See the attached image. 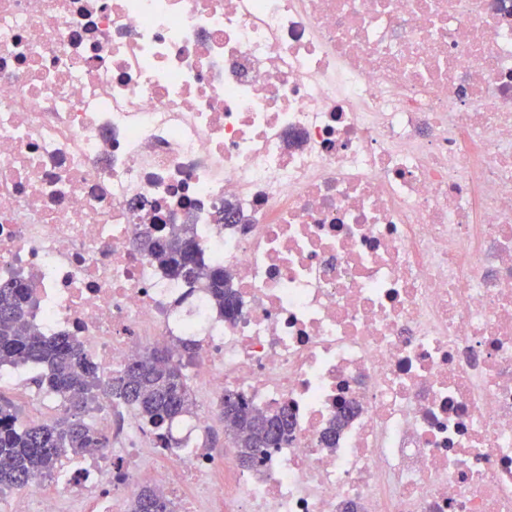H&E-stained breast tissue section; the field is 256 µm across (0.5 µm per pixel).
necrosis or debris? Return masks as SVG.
Returning a JSON list of instances; mask_svg holds the SVG:
<instances>
[{"label":"necrosis or debris","instance_id":"necrosis-or-debris-1","mask_svg":"<svg viewBox=\"0 0 512 512\" xmlns=\"http://www.w3.org/2000/svg\"><path fill=\"white\" fill-rule=\"evenodd\" d=\"M181 224L235 317L135 244ZM13 276L96 365L105 445L5 512L146 486L175 512H512V0H0ZM186 340L209 400L292 413L258 468L216 461L210 410L157 429L112 396ZM4 387L30 420L64 406Z\"/></svg>","mask_w":512,"mask_h":512}]
</instances>
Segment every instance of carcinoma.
Listing matches in <instances>:
<instances>
[{
  "label": "carcinoma",
  "mask_w": 512,
  "mask_h": 512,
  "mask_svg": "<svg viewBox=\"0 0 512 512\" xmlns=\"http://www.w3.org/2000/svg\"><path fill=\"white\" fill-rule=\"evenodd\" d=\"M139 246L173 279L191 288L198 284L207 288L220 314L227 317L228 309H237L236 293L224 277V267L199 260L179 270L178 255L184 248L201 254L192 225L173 240L148 231ZM31 304L32 286L28 281L12 277L0 282V367H32L33 381L66 403V416L26 426L20 422L15 405L0 395V489L26 488L34 473H54L63 455L78 457L102 447L101 438L83 419L97 384V369L82 356L73 338L46 339L32 334L27 321ZM195 351L196 343L189 340L182 343L177 357L158 350L146 352L112 378V396L157 428L192 413L196 402L182 368L183 359H192ZM225 417L235 425L231 440L244 467L259 465L270 444L264 436L266 429L277 427L283 439L292 430L288 408L273 414L259 412L239 394ZM129 512H173V506L162 491L148 488L131 500Z\"/></svg>",
  "instance_id": "1"
}]
</instances>
